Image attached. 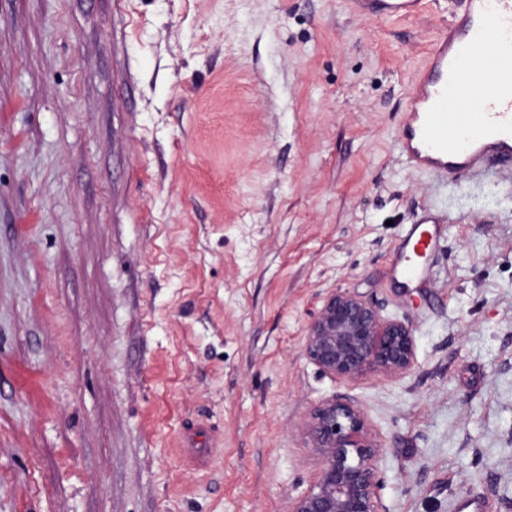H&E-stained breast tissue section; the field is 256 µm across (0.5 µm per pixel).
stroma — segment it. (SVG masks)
<instances>
[{
    "label": "stroma",
    "mask_w": 512,
    "mask_h": 512,
    "mask_svg": "<svg viewBox=\"0 0 512 512\" xmlns=\"http://www.w3.org/2000/svg\"><path fill=\"white\" fill-rule=\"evenodd\" d=\"M0 0V512H289L302 424L346 395L386 512L512 500V169L435 175L396 137L463 0ZM445 217L397 285L407 224ZM347 289L416 363L303 354ZM357 13L367 17L406 18L419 13L423 0H354Z\"/></svg>",
    "instance_id": "stroma-1"
}]
</instances>
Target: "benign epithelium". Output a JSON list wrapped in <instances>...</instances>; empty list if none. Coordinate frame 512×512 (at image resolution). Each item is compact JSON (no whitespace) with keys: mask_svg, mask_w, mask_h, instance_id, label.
Wrapping results in <instances>:
<instances>
[{"mask_svg":"<svg viewBox=\"0 0 512 512\" xmlns=\"http://www.w3.org/2000/svg\"><path fill=\"white\" fill-rule=\"evenodd\" d=\"M306 359L344 382L367 375L401 377L414 368L412 327L389 319L347 290L331 293L309 325ZM320 457L318 479L290 512H383L376 495L383 455L361 409L347 397L317 405L304 423Z\"/></svg>","mask_w":512,"mask_h":512,"instance_id":"7a95c632","label":"benign epithelium"}]
</instances>
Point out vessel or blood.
<instances>
[{"label": "vessel or blood", "mask_w": 512, "mask_h": 512, "mask_svg": "<svg viewBox=\"0 0 512 512\" xmlns=\"http://www.w3.org/2000/svg\"><path fill=\"white\" fill-rule=\"evenodd\" d=\"M359 15L406 18L423 0H354ZM512 43V0H464L448 31L408 91V112L398 140L413 167L450 176L477 174L493 162L512 164V56L495 46ZM497 69L502 82L473 93L464 60ZM441 220L427 213L407 226L395 278L415 279L436 240Z\"/></svg>", "instance_id": "vessel-or-blood-1"}]
</instances>
